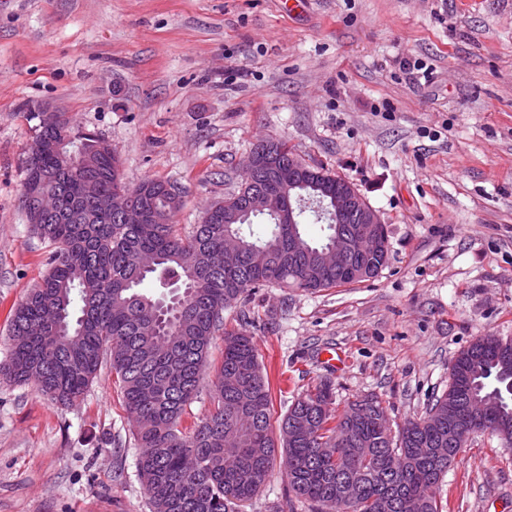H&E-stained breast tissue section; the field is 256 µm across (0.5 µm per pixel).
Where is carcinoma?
I'll list each match as a JSON object with an SVG mask.
<instances>
[{
    "mask_svg": "<svg viewBox=\"0 0 512 512\" xmlns=\"http://www.w3.org/2000/svg\"><path fill=\"white\" fill-rule=\"evenodd\" d=\"M37 137L68 136V116L56 114ZM81 157L70 167L46 153L24 164L22 203L33 229L47 240L49 270L14 310L10 354L0 377L32 382L69 404L110 362L139 448L138 470L152 512H243L280 460L292 497L270 506L286 512L292 499L315 512H443L440 490L463 448L458 430L472 427L512 445V340L481 336L459 351L448 388L422 416L394 432L380 425L387 408L375 395L336 408L329 382L297 396L271 429L270 382L247 326L261 320L249 296L271 284L314 292L375 278L389 259L385 225L346 224L373 237L363 276L347 277L322 264L318 251L336 237L322 218L323 238L301 224H278L267 214L211 223L179 234L171 212L177 186L158 179L117 182L119 158L85 136L72 142ZM267 177L241 178L235 192L264 188ZM160 224H125L112 213V190ZM240 253L224 263V239ZM165 288L159 295L146 284ZM237 310L238 327L224 311ZM224 354L212 380L213 409L185 426L184 407L207 369L214 336Z\"/></svg>",
    "mask_w": 512,
    "mask_h": 512,
    "instance_id": "1",
    "label": "carcinoma"
}]
</instances>
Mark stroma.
Wrapping results in <instances>:
<instances>
[{
	"mask_svg": "<svg viewBox=\"0 0 512 512\" xmlns=\"http://www.w3.org/2000/svg\"><path fill=\"white\" fill-rule=\"evenodd\" d=\"M36 102L109 141L128 184L181 187L183 233L260 138L381 212L375 279L253 295L272 423L328 381L340 404L377 394L400 426L447 388L457 351L512 340V0H0V361L51 251L21 203ZM133 432L110 364L70 406L0 379V512H150ZM442 497L512 512V447L472 435Z\"/></svg>",
	"mask_w": 512,
	"mask_h": 512,
	"instance_id": "1",
	"label": "stroma"
}]
</instances>
